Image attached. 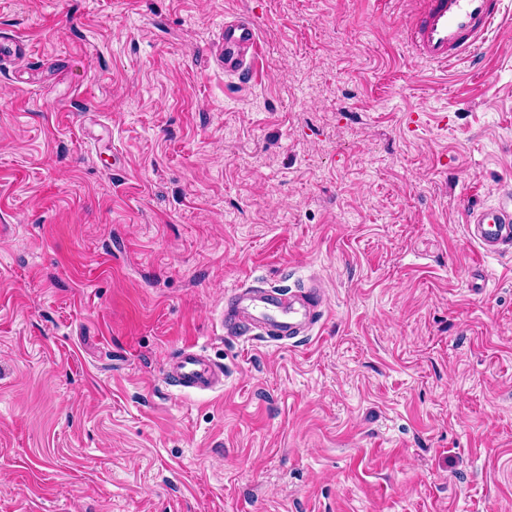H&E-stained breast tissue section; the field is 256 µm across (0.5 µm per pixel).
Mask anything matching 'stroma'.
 Segmentation results:
<instances>
[{
  "label": "stroma",
  "mask_w": 512,
  "mask_h": 512,
  "mask_svg": "<svg viewBox=\"0 0 512 512\" xmlns=\"http://www.w3.org/2000/svg\"><path fill=\"white\" fill-rule=\"evenodd\" d=\"M416 8L0 0V512H512V254L464 227L512 185V19L434 71ZM313 278L310 336L220 328ZM188 342L222 390L162 381ZM220 47L224 74L241 77L247 74L260 54L257 29L251 19L224 18Z\"/></svg>",
  "instance_id": "1"
}]
</instances>
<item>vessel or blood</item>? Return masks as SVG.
<instances>
[{
    "mask_svg": "<svg viewBox=\"0 0 512 512\" xmlns=\"http://www.w3.org/2000/svg\"><path fill=\"white\" fill-rule=\"evenodd\" d=\"M506 0H419L403 40L421 62L443 69L460 62L478 61L493 31L507 18ZM221 62L226 75L247 74L261 45L252 20L225 21ZM470 238L480 256L512 252V192L502 191L496 203L466 208ZM324 314L320 283L285 291L279 288H238L224 301L221 327L230 335H263L293 340L312 333ZM165 384L197 393L224 386V365L202 347L187 343L171 355L163 369Z\"/></svg>",
    "mask_w": 512,
    "mask_h": 512,
    "instance_id": "vessel-or-blood-1",
    "label": "vessel or blood"
}]
</instances>
